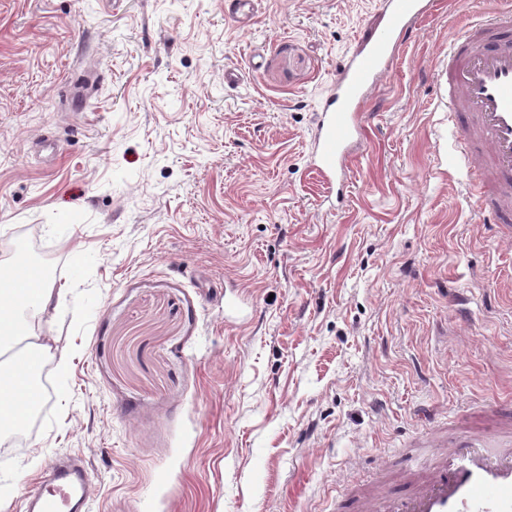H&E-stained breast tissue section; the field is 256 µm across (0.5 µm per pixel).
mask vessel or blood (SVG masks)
I'll return each mask as SVG.
<instances>
[{
	"label": "vessel or blood",
	"instance_id": "vessel-or-blood-1",
	"mask_svg": "<svg viewBox=\"0 0 512 512\" xmlns=\"http://www.w3.org/2000/svg\"><path fill=\"white\" fill-rule=\"evenodd\" d=\"M435 0H379L381 21L344 61L322 98L309 165L329 188L335 211L347 196L346 166L366 137L363 107L391 69L415 22ZM448 111L469 145L468 166L484 191L472 207L493 215L512 240V0L461 26L448 44ZM427 457L398 472L399 489L349 486L328 512H512V408L491 411L481 427L453 420L417 433ZM92 475L77 457L56 460L27 498L25 512H89Z\"/></svg>",
	"mask_w": 512,
	"mask_h": 512
}]
</instances>
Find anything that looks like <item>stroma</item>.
<instances>
[{"mask_svg":"<svg viewBox=\"0 0 512 512\" xmlns=\"http://www.w3.org/2000/svg\"><path fill=\"white\" fill-rule=\"evenodd\" d=\"M228 4L0 0V253L36 241L67 290L43 415L0 453L6 512L63 454L91 512H324L413 430L512 402V242L461 193L435 80L459 5L373 91L329 214L316 113L378 2Z\"/></svg>","mask_w":512,"mask_h":512,"instance_id":"stroma-1","label":"stroma"}]
</instances>
